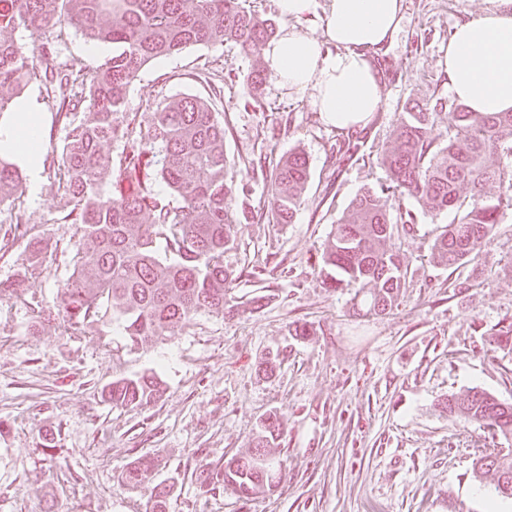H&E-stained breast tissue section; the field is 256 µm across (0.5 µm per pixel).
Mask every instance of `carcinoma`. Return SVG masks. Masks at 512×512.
<instances>
[{"mask_svg": "<svg viewBox=\"0 0 512 512\" xmlns=\"http://www.w3.org/2000/svg\"><path fill=\"white\" fill-rule=\"evenodd\" d=\"M72 29L93 44H112V57L87 71L57 61V46ZM34 36L32 53L16 33ZM275 23L247 0H0V114L32 81L40 82L52 103V127L65 132L62 148L47 151L51 189L65 200L55 224H76L71 283L57 291L53 304L40 308L31 334L61 323L111 319L130 345L147 350L173 336L200 312L224 315V287L233 271L224 252L239 231L232 202L238 195L226 178L224 113L217 101L220 86L205 97L173 96L158 103L145 125L125 115L126 94L150 61L197 45L232 43L249 55L273 38ZM269 74L260 64L247 74L250 98L261 106ZM436 108L408 112L381 157L388 188L414 197L433 212L454 211L432 251L454 266L479 256L485 240L512 207V112H473L459 104L449 113L451 134L441 145L433 136ZM125 141L114 161L102 144ZM498 154L504 165L489 162ZM310 178L304 154L281 157L264 177L271 185L268 222L291 224ZM164 183L170 195L157 190ZM506 188L489 200L483 186ZM471 196L459 195L463 185ZM8 223L24 224L25 207L17 167L0 158V205ZM393 223L382 195L368 188L352 201L336 224V234L321 255V273L332 288L355 284L369 288L368 311L383 313L394 305L406 274L392 247ZM28 238L26 271L40 267L48 243L34 228ZM162 394L153 373L112 381L108 399L115 407L140 408ZM451 418L482 422L501 435H512V404L482 391L451 395L442 403ZM281 422H261L248 452L224 461L206 479L250 499L277 484L280 462L273 448ZM153 461L136 458L121 473L128 487L151 478ZM496 472L512 482V451L489 453L475 463L477 476Z\"/></svg>", "mask_w": 512, "mask_h": 512, "instance_id": "cac0c4a2", "label": "carcinoma"}]
</instances>
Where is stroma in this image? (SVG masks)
Listing matches in <instances>:
<instances>
[{"mask_svg": "<svg viewBox=\"0 0 512 512\" xmlns=\"http://www.w3.org/2000/svg\"><path fill=\"white\" fill-rule=\"evenodd\" d=\"M488 0H405L403 30L389 50L383 104L361 130L321 122L308 98L266 83L262 107L247 105L252 57L238 47L194 46L149 62L125 110L139 122L150 103L224 87L227 176L251 214L224 264L234 272L225 316L196 315L155 348L131 349L108 323L56 326L32 335L72 273V224L42 171L25 192L27 218L48 243L41 267L24 275L25 239L0 255V280H21L0 299V512H148L154 486L171 487L168 512H512L497 477H475L479 453L512 448V437L448 417V395L475 389L512 403V353L489 343L512 324V208L474 261L448 268L432 244L453 213L415 199L416 221L394 225L407 273L394 307L360 311L357 287L331 288L318 271L339 218L364 188L386 180L377 158L404 112L442 103L434 132L448 137L456 104L443 60L455 26ZM60 61L95 68L112 56L69 34ZM302 150L310 181L293 223L271 224L272 195L256 167ZM298 324L309 333H294ZM273 376H265L268 359ZM146 370L162 396L138 409L113 407V379ZM283 421V461L274 492L242 501L207 487V474L249 447L270 415ZM54 450H46V436ZM156 460L150 483L125 486L134 458Z\"/></svg>", "mask_w": 512, "mask_h": 512, "instance_id": "35a3bbf8", "label": "stroma"}]
</instances>
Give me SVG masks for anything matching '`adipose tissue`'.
Masks as SVG:
<instances>
[{"instance_id":"obj_1","label":"adipose tissue","mask_w":512,"mask_h":512,"mask_svg":"<svg viewBox=\"0 0 512 512\" xmlns=\"http://www.w3.org/2000/svg\"><path fill=\"white\" fill-rule=\"evenodd\" d=\"M455 27L448 42V88L475 112L512 110V0ZM404 0H327L318 32L283 27L264 58L272 77L309 96L321 120L347 130L380 112V52L402 29ZM42 114L35 99H18L0 114V157L22 169L31 188L41 182Z\"/></svg>"}]
</instances>
